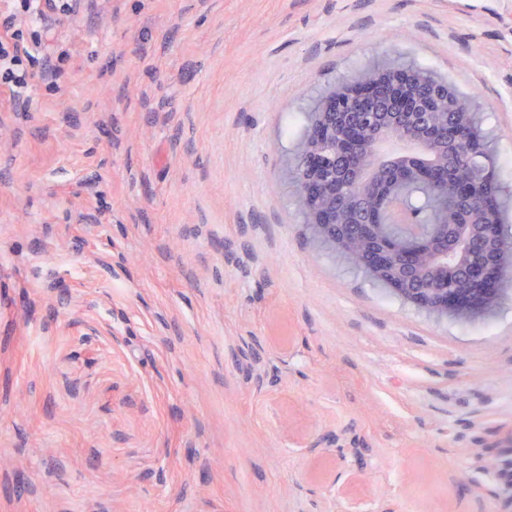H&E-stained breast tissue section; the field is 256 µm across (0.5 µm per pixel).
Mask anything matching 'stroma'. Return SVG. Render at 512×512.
I'll return each mask as SVG.
<instances>
[{"label":"stroma","instance_id":"obj_1","mask_svg":"<svg viewBox=\"0 0 512 512\" xmlns=\"http://www.w3.org/2000/svg\"><path fill=\"white\" fill-rule=\"evenodd\" d=\"M55 35L61 92L0 94V512H512V286L421 313L292 179L317 101L398 61L475 97L512 206V0H104Z\"/></svg>","mask_w":512,"mask_h":512}]
</instances>
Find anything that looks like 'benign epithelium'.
I'll list each match as a JSON object with an SVG mask.
<instances>
[{"instance_id": "7a95c632", "label": "benign epithelium", "mask_w": 512, "mask_h": 512, "mask_svg": "<svg viewBox=\"0 0 512 512\" xmlns=\"http://www.w3.org/2000/svg\"><path fill=\"white\" fill-rule=\"evenodd\" d=\"M460 104L448 84L422 70L366 69L318 103L298 148L304 167L296 201L317 237L346 253L337 227L377 234L369 252L350 254L354 265L383 285L397 271L394 295L435 318H470L499 303L492 287L499 267L475 259L472 238L482 235L512 259V248L493 243V225L479 214L466 213L461 224H424L403 203L402 190L441 193L434 171L454 155L448 117Z\"/></svg>"}]
</instances>
